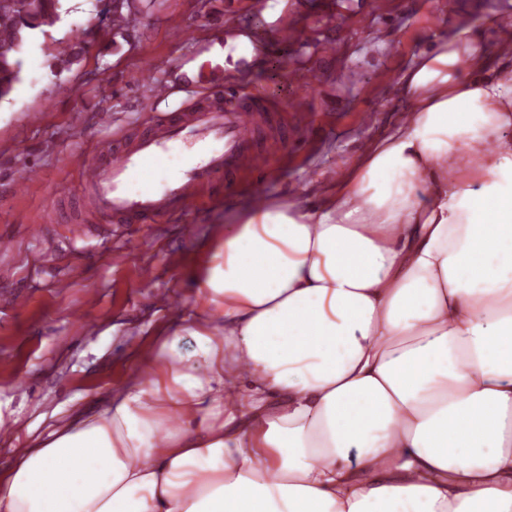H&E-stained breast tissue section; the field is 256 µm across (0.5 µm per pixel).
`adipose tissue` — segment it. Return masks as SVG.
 Wrapping results in <instances>:
<instances>
[{
    "label": "adipose tissue",
    "mask_w": 512,
    "mask_h": 512,
    "mask_svg": "<svg viewBox=\"0 0 512 512\" xmlns=\"http://www.w3.org/2000/svg\"><path fill=\"white\" fill-rule=\"evenodd\" d=\"M320 206L246 204L0 512H512V45L436 33ZM194 346L180 353L182 337Z\"/></svg>",
    "instance_id": "obj_1"
}]
</instances>
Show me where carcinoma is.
<instances>
[{
  "label": "carcinoma",
  "mask_w": 512,
  "mask_h": 512,
  "mask_svg": "<svg viewBox=\"0 0 512 512\" xmlns=\"http://www.w3.org/2000/svg\"><path fill=\"white\" fill-rule=\"evenodd\" d=\"M65 0H0V101L8 99L21 81L17 54L38 30L54 26L61 19ZM86 31L56 44V59L67 67L75 49L84 42Z\"/></svg>",
  "instance_id": "cac0c4a2"
}]
</instances>
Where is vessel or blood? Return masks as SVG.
I'll list each match as a JSON object with an SVG mask.
<instances>
[{
	"label": "vessel or blood",
	"mask_w": 512,
	"mask_h": 512,
	"mask_svg": "<svg viewBox=\"0 0 512 512\" xmlns=\"http://www.w3.org/2000/svg\"><path fill=\"white\" fill-rule=\"evenodd\" d=\"M221 69L207 61L198 70L209 105L182 110L125 148L100 140L93 159L78 163L81 192L97 212L116 224L184 214L197 206L200 188L219 176L268 168L256 131L270 126L273 107L262 92L223 79Z\"/></svg>",
	"instance_id": "b4317fda"
}]
</instances>
